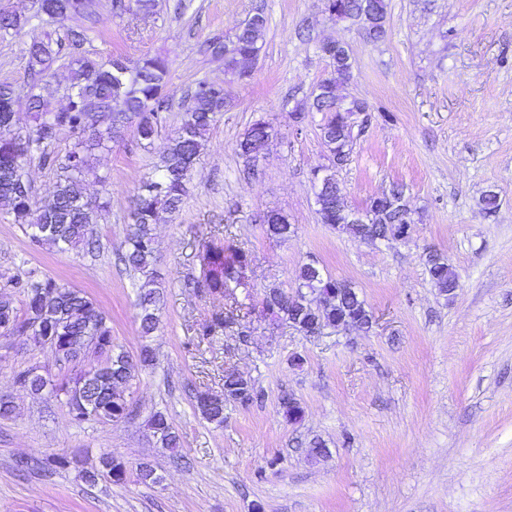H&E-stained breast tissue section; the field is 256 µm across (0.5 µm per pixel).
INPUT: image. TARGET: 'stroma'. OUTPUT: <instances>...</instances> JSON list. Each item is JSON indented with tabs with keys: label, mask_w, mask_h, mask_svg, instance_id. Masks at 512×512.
I'll return each instance as SVG.
<instances>
[{
	"label": "stroma",
	"mask_w": 512,
	"mask_h": 512,
	"mask_svg": "<svg viewBox=\"0 0 512 512\" xmlns=\"http://www.w3.org/2000/svg\"><path fill=\"white\" fill-rule=\"evenodd\" d=\"M387 3V34L373 43L323 0H158L150 13L96 0L89 28L77 17L37 14L34 0H0L25 20L0 32V84L15 90L18 126L28 122L26 48L35 37L60 46L53 109L68 102L76 50L131 66L164 57L170 105L151 147L127 127L95 154L112 189L95 228L98 257L33 243L0 202V276L34 272L86 292L118 349L134 358L146 342L156 357L126 389L130 416L76 423L64 397L34 396L16 382L25 369L68 377L53 349L0 336V395L16 406L0 418V512H512V0ZM257 13L266 19L263 49L237 79L206 46L231 39ZM79 28L85 39L76 49L67 34ZM331 40L354 58L344 94L367 106L336 177L359 209L404 184L413 219L406 239L370 243L317 212L312 172L329 164L322 115L297 119L293 110L328 76L321 46ZM201 81L223 84L226 107L205 134L180 211L155 226L165 302L146 341L136 280L118 261L123 228ZM258 121L274 133L250 161L237 145ZM487 191L498 195L492 212L481 203ZM272 210L287 215L294 234H267L262 218ZM212 236L254 260L248 287L230 299L184 285ZM430 251L447 257L454 291L434 287ZM312 259L354 286L375 317L369 331L307 336L265 315L266 290L295 292L296 270ZM236 301L247 305L245 335L232 326L200 340L201 324ZM228 371L250 380L259 398L227 401L219 426L201 416L195 397L223 394ZM286 395L302 407L300 420L284 417ZM157 411L179 435L184 464H172L147 429ZM313 440L325 447L316 458ZM107 455L128 467L125 483L86 482ZM73 457L79 465L57 467ZM141 462L153 465L157 482L139 480Z\"/></svg>",
	"instance_id": "1"
}]
</instances>
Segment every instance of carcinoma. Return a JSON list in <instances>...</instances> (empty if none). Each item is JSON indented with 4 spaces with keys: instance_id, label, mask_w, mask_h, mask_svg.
I'll list each match as a JSON object with an SVG mask.
<instances>
[{
    "instance_id": "carcinoma-1",
    "label": "carcinoma",
    "mask_w": 512,
    "mask_h": 512,
    "mask_svg": "<svg viewBox=\"0 0 512 512\" xmlns=\"http://www.w3.org/2000/svg\"><path fill=\"white\" fill-rule=\"evenodd\" d=\"M335 6L345 19L360 22L367 39L378 42L386 36V0H335ZM37 13L51 19L82 17L97 22L94 0H36ZM265 19L252 16L235 33L225 49L227 70L235 73L248 62L258 58L264 44ZM329 59L331 72L322 79L312 94L308 109L323 113L320 138L331 158L350 156L352 136L350 112L338 108L342 99L338 88L352 73L354 60L349 50L327 44L321 47ZM28 70L37 77L30 94V121L24 128L15 120L14 90L0 85V200L11 205L14 220L28 237L61 251L79 249L86 256L97 257L101 244L94 232L110 207V197L103 196L92 202L84 194V183L91 177L106 183V178L95 173L92 152L107 146L120 133V129L134 121L135 134L142 143H152L158 128L166 121L164 112L169 103L164 95L168 66L161 57L142 59L133 75L122 68L121 58L102 62L80 55L71 61L73 69L72 93L65 108L51 111L52 91L47 77L56 61L57 51L50 39L33 38L27 50ZM193 106L182 116L175 136L156 165L155 176L144 181L136 196L128 224L121 261L129 270L142 278L137 288L139 332L147 338L158 329L157 311L163 296L156 283L157 242L153 226L159 211L176 213L186 194V185L195 172L203 149L204 133L218 113L224 111V85L200 82L191 93ZM75 136L72 147L61 156L55 143L63 132ZM271 127L264 121L255 122L242 140L238 150L242 156L259 150L270 139ZM52 169L56 174L51 199L39 205L33 200L27 178L31 160ZM324 192L316 195L318 213L324 224H330L344 234L362 240L368 236L383 235L391 225L412 222L411 210L405 201L404 186L396 183L384 193L387 201L369 203L363 209L345 206L343 190L331 170L321 177ZM266 231L272 236L287 238L295 232L288 217L281 212L267 214ZM199 261L202 277L186 276L185 286L205 288L218 298H226L231 288L248 286L247 272L251 270L252 255L240 248L224 250V240L212 237L201 244ZM429 275L434 287L447 293L456 288V279L448 260L440 255L428 258ZM299 290L289 295L275 291L266 298L269 313L286 318L302 332L318 327L336 328L349 318L372 317L365 301L359 298L351 284L323 274L318 266L303 264L296 271ZM25 296L24 315L14 305V289ZM310 288L328 296L341 292L342 297L328 306L312 308L300 289ZM0 324L12 326V334L26 336L38 344H45L56 336L58 360L68 362L84 354L92 344L105 352L106 366L94 374L74 370L73 376L55 383L32 370L19 373L18 382L31 393L44 392L66 397L71 419L76 422L91 417L118 421L126 418L129 402L121 387L126 385L137 370L150 367L155 354L147 344L140 349L137 360L132 361L123 351L115 350L112 327L95 301L84 292L69 288L50 277L34 275L22 282L18 279L0 281ZM258 398L254 385L235 373L224 374V396L202 393L196 397V408L208 421L224 424V401L235 400L247 404ZM153 436L162 447L172 451L179 447V438L166 415L153 413L148 421ZM86 477L121 484L126 479L123 463L107 456L102 469L88 472Z\"/></svg>"
}]
</instances>
